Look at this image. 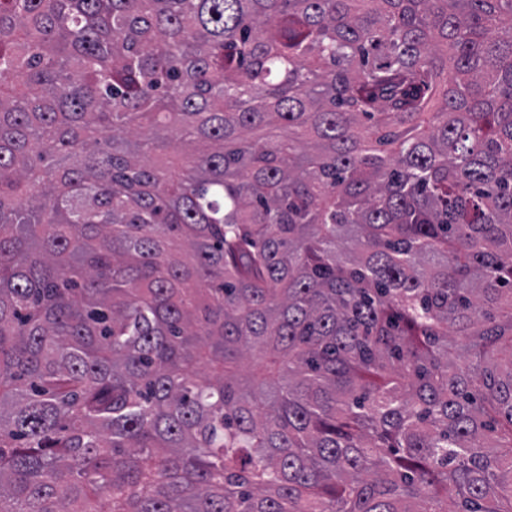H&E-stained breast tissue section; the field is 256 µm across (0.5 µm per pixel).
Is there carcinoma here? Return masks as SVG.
Segmentation results:
<instances>
[{"mask_svg": "<svg viewBox=\"0 0 512 512\" xmlns=\"http://www.w3.org/2000/svg\"><path fill=\"white\" fill-rule=\"evenodd\" d=\"M0 512H512V0H0Z\"/></svg>", "mask_w": 512, "mask_h": 512, "instance_id": "carcinoma-1", "label": "carcinoma"}]
</instances>
